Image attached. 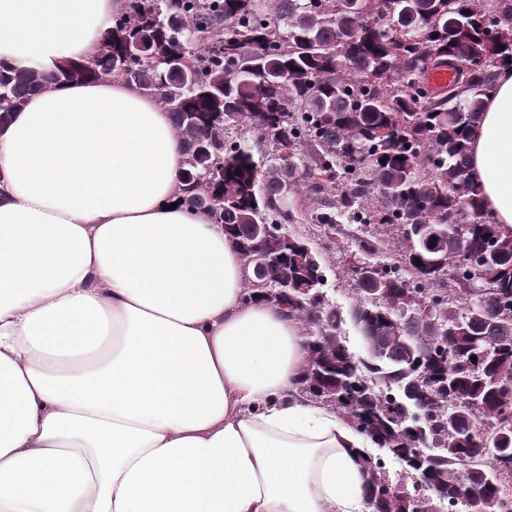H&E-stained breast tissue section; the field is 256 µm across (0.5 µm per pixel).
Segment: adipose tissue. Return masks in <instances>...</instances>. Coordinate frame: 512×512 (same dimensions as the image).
<instances>
[{"instance_id": "1", "label": "adipose tissue", "mask_w": 512, "mask_h": 512, "mask_svg": "<svg viewBox=\"0 0 512 512\" xmlns=\"http://www.w3.org/2000/svg\"><path fill=\"white\" fill-rule=\"evenodd\" d=\"M120 0H0V60L87 61ZM512 231V70L470 138ZM170 115L59 81L0 128V512H374L373 439L300 393L295 320L243 301L223 225L178 192Z\"/></svg>"}]
</instances>
